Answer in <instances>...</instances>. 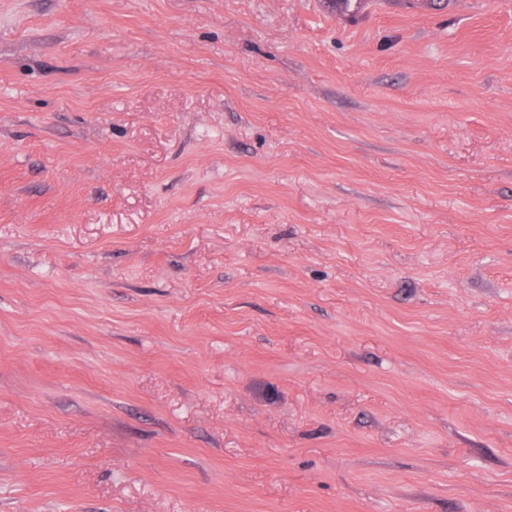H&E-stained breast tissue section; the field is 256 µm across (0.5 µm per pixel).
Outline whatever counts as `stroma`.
<instances>
[{
  "label": "stroma",
  "mask_w": 512,
  "mask_h": 512,
  "mask_svg": "<svg viewBox=\"0 0 512 512\" xmlns=\"http://www.w3.org/2000/svg\"><path fill=\"white\" fill-rule=\"evenodd\" d=\"M0 512H512V0H0Z\"/></svg>",
  "instance_id": "1"
}]
</instances>
